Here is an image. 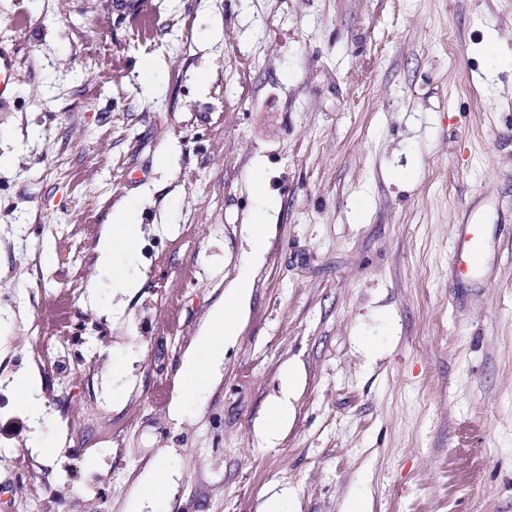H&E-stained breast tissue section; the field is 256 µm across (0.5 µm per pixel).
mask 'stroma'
I'll return each instance as SVG.
<instances>
[{
    "mask_svg": "<svg viewBox=\"0 0 512 512\" xmlns=\"http://www.w3.org/2000/svg\"><path fill=\"white\" fill-rule=\"evenodd\" d=\"M134 2L0 0V448L27 459L0 512H512V0ZM121 202L137 257L107 269ZM484 241L480 227L476 224L465 226L458 255L464 258L469 270L475 271L483 262ZM236 329V315H235V302L233 297H228L225 300L224 307L212 319L210 324L209 342L211 346L219 345L216 339L223 341L235 333ZM297 381V371L288 366L282 379V397L272 405L269 420L263 426V431L266 434L274 435L288 424L291 411L290 399Z\"/></svg>",
    "mask_w": 512,
    "mask_h": 512,
    "instance_id": "1",
    "label": "stroma"
}]
</instances>
